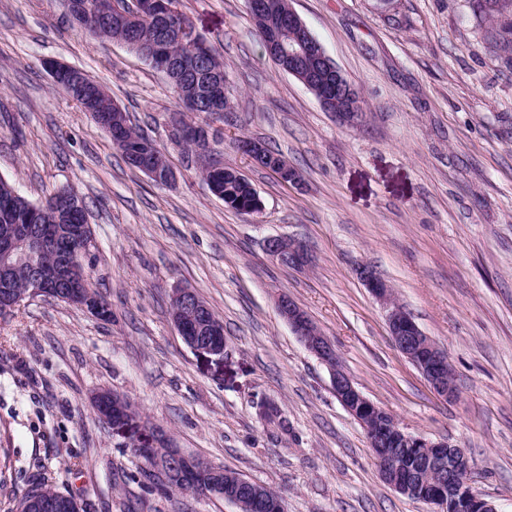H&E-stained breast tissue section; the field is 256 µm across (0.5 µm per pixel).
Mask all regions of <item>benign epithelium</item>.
Returning a JSON list of instances; mask_svg holds the SVG:
<instances>
[{
	"label": "benign epithelium",
	"instance_id": "obj_1",
	"mask_svg": "<svg viewBox=\"0 0 512 512\" xmlns=\"http://www.w3.org/2000/svg\"><path fill=\"white\" fill-rule=\"evenodd\" d=\"M181 36L192 44L206 48L202 32L188 21L182 25ZM269 56L279 58L288 68V74L296 78L307 89L317 92V100L326 112L336 113V119L343 124H357L362 113L356 106L360 104L359 93L347 80L339 67L329 58L324 47L311 33L305 22L292 8L288 9V27L273 31L265 40ZM175 140L191 139L198 144V159L201 165L214 172L222 165L214 159V137L207 127L173 120ZM242 151L256 164L269 162L265 146L258 141H243ZM142 171L161 185L172 183L176 174L173 168L164 167L145 156L141 159ZM274 174L284 184L298 181V171L281 158L275 163ZM78 247L62 261V268L77 273L82 280L89 279L82 258L89 248L85 236L77 237ZM44 245L28 238L13 239L10 246L0 253V282L10 288L11 299L3 306L9 312L14 307L35 297L55 298L57 273L46 271L39 262ZM265 250L276 264L289 268H302L309 262L305 246L292 239L271 238ZM26 265L30 277L26 287L18 290L10 287L17 267ZM360 278L366 288L386 309L388 330L399 351L408 358L423 374L433 392L442 399L456 398V388L446 376L448 357L426 336L400 306L392 301L390 287L373 270L364 267ZM69 302L90 315L104 319L109 307L92 297L89 289L81 288L68 293ZM170 308L173 323L186 346L193 352L208 357L217 363L224 359L223 329L218 324H210V334L201 336L193 332L197 321L202 317L194 303V291L181 284L175 285L170 293ZM278 311L288 322L303 345L322 361L332 377V388L336 398L363 426L368 441L373 448H386L396 440L407 450L405 461L419 473L420 481L411 484L399 474L403 462L395 456L383 452L377 464L383 479L399 494L416 498L430 506V512H497L492 501L476 494L471 486L474 462L468 452L448 441H430L414 436L397 422L392 415L369 400L354 384L350 376L339 365L331 342L312 323L310 317L297 304L284 296L278 301ZM124 403V398L116 393L101 390L92 393L90 404L100 417L103 425L114 433L122 435L132 450L140 453L144 448L167 447L163 457L149 454L150 470L171 483L174 478L189 471L206 472L212 480L203 489L204 496H221L233 503L238 512H247L258 497L245 500L224 493V471L194 455L175 448L165 430L142 419L141 415L128 409L118 417L112 414L111 401Z\"/></svg>",
	"mask_w": 512,
	"mask_h": 512
}]
</instances>
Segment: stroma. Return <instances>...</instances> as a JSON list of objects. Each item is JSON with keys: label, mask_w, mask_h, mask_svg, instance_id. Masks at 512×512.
<instances>
[{"label": "stroma", "mask_w": 512, "mask_h": 512, "mask_svg": "<svg viewBox=\"0 0 512 512\" xmlns=\"http://www.w3.org/2000/svg\"><path fill=\"white\" fill-rule=\"evenodd\" d=\"M361 93L340 125L266 54L245 0H180L224 59L231 109L208 120L218 157L255 185L245 214L209 190L174 147L166 75L126 45L72 23L62 0H0V177L31 202L70 185L94 235L90 280L103 321L36 297L0 316V512L51 480L81 512H237L218 496L165 491L89 404L116 392L176 446L264 485L287 512H429L382 478L328 368L279 315L285 295L334 345L371 401L409 433L465 448L471 485L512 512V49L473 0H290ZM47 60L80 68L164 148L177 180L128 166L108 133L54 83ZM285 156L284 185L242 153ZM301 241L305 269L269 258ZM374 267L448 356L459 396L434 394L361 282ZM224 323L223 363L191 351L169 315L173 285ZM275 401L289 433L256 404ZM265 250L273 262L283 267L302 268L309 262L307 249L296 240L271 238L267 240Z\"/></svg>", "instance_id": "obj_1"}]
</instances>
